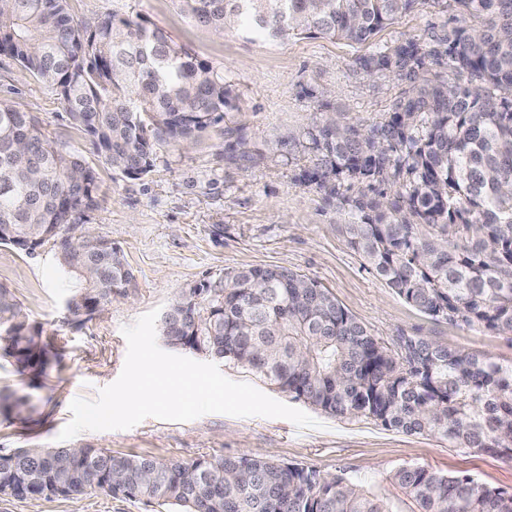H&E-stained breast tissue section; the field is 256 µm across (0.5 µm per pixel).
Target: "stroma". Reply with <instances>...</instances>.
Returning <instances> with one entry per match:
<instances>
[{"mask_svg":"<svg viewBox=\"0 0 512 512\" xmlns=\"http://www.w3.org/2000/svg\"><path fill=\"white\" fill-rule=\"evenodd\" d=\"M69 5L79 20L146 17L223 68L236 109L190 146H159L151 171L131 179L98 157L54 92L0 54V99L31 113L50 139L95 169L98 204L82 222L118 246L136 276L127 297L78 317L68 307L72 285L60 275L54 250L27 255L0 245V288L7 289L29 323L40 327L49 352L48 363L37 369L19 368L0 354V395L18 403L10 414L0 413V452L58 447L57 437L72 418L71 401L95 399L119 377L127 353L123 326L152 309L168 310L187 285L228 278L248 267H283L317 280L386 345L403 335L427 336L512 361L511 340L431 319L399 297L347 246L335 204L307 178L321 164L308 133L322 121V103H330L344 121L371 127L388 119L400 92L392 76L360 71L356 58L400 36L425 41L446 33L459 16L451 0H419L414 10L362 46L320 37L278 43L240 30L219 34L198 25L179 0H69ZM219 368L232 380L306 411L317 427L260 416L207 414L189 422L150 417L128 430L82 432L67 440V447L157 460L248 455L301 464L345 475L391 512L413 509L392 481L403 467L468 475L512 489V460L389 429L367 417L332 416L244 367L223 362ZM0 512L153 509L92 490L66 497H2Z\"/></svg>","mask_w":512,"mask_h":512,"instance_id":"stroma-1","label":"stroma"}]
</instances>
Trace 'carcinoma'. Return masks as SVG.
<instances>
[{
	"label": "carcinoma",
	"mask_w": 512,
	"mask_h": 512,
	"mask_svg": "<svg viewBox=\"0 0 512 512\" xmlns=\"http://www.w3.org/2000/svg\"><path fill=\"white\" fill-rule=\"evenodd\" d=\"M196 22L224 33L248 24L272 41L320 36L354 44L417 0H182ZM484 17L427 42L396 38L357 58L368 74L405 85L389 118L362 128L335 114L312 133L323 165L308 174L349 215V247L419 312L512 340V0H453ZM0 53L52 89L112 169L138 178L161 144H188L235 109L224 69L190 53L143 16L77 20L68 0L0 3ZM346 180L397 185L345 195ZM96 172L55 146L34 117L0 101V244L26 254L58 248L75 282L76 316L125 297L134 281L102 238L67 239L97 200ZM161 336L248 368L339 417H370L455 448L512 459V363L424 336L397 349L372 336L316 280L252 267L230 281L183 288ZM0 350L43 366L41 330L0 289ZM414 512H512V490L469 476L405 467L392 477ZM8 496L102 489L159 512H390L342 476L248 456L191 462L113 456L96 448H19L0 455Z\"/></svg>",
	"instance_id": "1"
}]
</instances>
